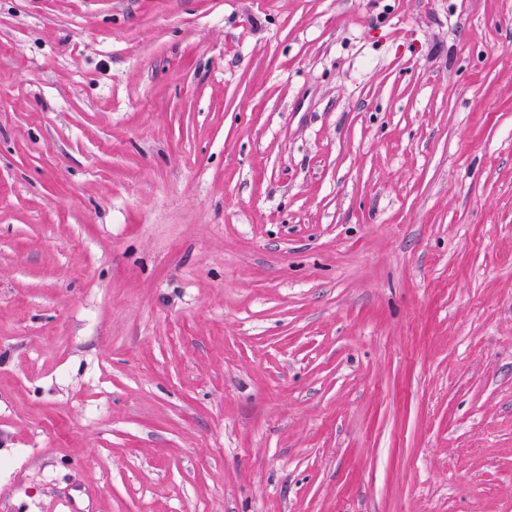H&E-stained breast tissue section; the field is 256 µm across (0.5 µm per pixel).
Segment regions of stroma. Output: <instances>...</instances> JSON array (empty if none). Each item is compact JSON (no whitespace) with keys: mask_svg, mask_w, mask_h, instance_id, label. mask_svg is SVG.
I'll return each mask as SVG.
<instances>
[{"mask_svg":"<svg viewBox=\"0 0 512 512\" xmlns=\"http://www.w3.org/2000/svg\"><path fill=\"white\" fill-rule=\"evenodd\" d=\"M0 512H512V0H0Z\"/></svg>","mask_w":512,"mask_h":512,"instance_id":"35a3bbf8","label":"stroma"}]
</instances>
